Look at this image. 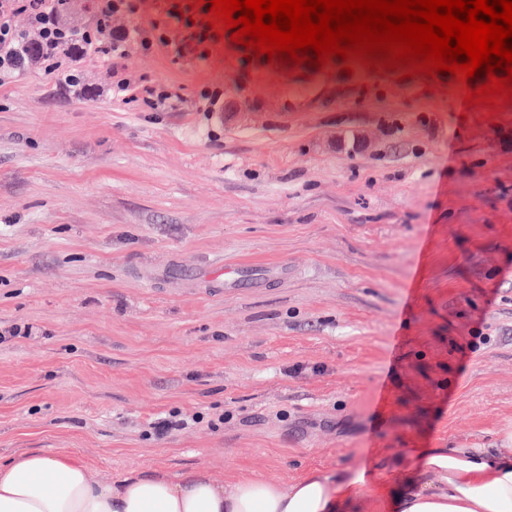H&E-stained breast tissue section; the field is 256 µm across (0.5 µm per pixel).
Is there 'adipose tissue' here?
I'll return each mask as SVG.
<instances>
[{"mask_svg": "<svg viewBox=\"0 0 512 512\" xmlns=\"http://www.w3.org/2000/svg\"><path fill=\"white\" fill-rule=\"evenodd\" d=\"M401 481L365 465L290 482L129 473L97 481L80 457L26 453L0 465V512H512V451L414 448L394 456Z\"/></svg>", "mask_w": 512, "mask_h": 512, "instance_id": "ef3b65f1", "label": "adipose tissue"}]
</instances>
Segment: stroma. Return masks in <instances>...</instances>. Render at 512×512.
<instances>
[{
    "mask_svg": "<svg viewBox=\"0 0 512 512\" xmlns=\"http://www.w3.org/2000/svg\"><path fill=\"white\" fill-rule=\"evenodd\" d=\"M246 53L91 48L81 92L41 62L0 85V327L33 328L0 343L1 463L396 481L395 451L512 444V105ZM300 84L323 96L288 111ZM174 411L205 420L149 429Z\"/></svg>",
    "mask_w": 512,
    "mask_h": 512,
    "instance_id": "stroma-1",
    "label": "stroma"
}]
</instances>
